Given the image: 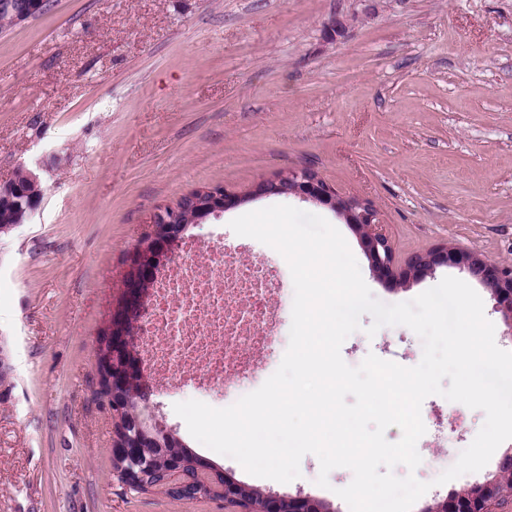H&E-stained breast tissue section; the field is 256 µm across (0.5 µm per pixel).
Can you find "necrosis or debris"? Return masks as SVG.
Instances as JSON below:
<instances>
[{
	"instance_id": "4bbe7bcc",
	"label": "necrosis or debris",
	"mask_w": 512,
	"mask_h": 512,
	"mask_svg": "<svg viewBox=\"0 0 512 512\" xmlns=\"http://www.w3.org/2000/svg\"><path fill=\"white\" fill-rule=\"evenodd\" d=\"M184 248L186 259L162 269L148 300L147 369L182 386L240 392L254 350L270 339L274 275L221 245L204 248L190 238Z\"/></svg>"
}]
</instances>
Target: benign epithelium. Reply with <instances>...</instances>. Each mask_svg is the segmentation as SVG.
<instances>
[{
  "mask_svg": "<svg viewBox=\"0 0 512 512\" xmlns=\"http://www.w3.org/2000/svg\"><path fill=\"white\" fill-rule=\"evenodd\" d=\"M45 7V0H0V14H5L13 26ZM26 177L28 184L24 188L13 178L0 181V207L17 209L28 220L40 206L43 190L35 170L27 169ZM288 194L342 215L358 235L372 271L380 277L417 278L440 266L467 272L490 288L507 334L512 336V260L495 262L475 250L444 244L425 254L410 256L405 268L397 272L391 243L371 203L337 196L317 172L307 168L258 181L248 192V198ZM243 202L244 198L230 195L221 187H203L188 193L181 204L153 212L141 245L127 256L120 297L110 303L106 325L98 340L101 350L95 394L107 403L115 422L112 458L121 481L130 488L152 487L182 500H195L216 492L227 503L246 506V512H334L312 496L275 493L262 494L261 507L254 510L251 502L241 497L245 485L211 463L204 461L192 472L183 471L182 459L168 454V446L179 443L180 439L155 414L145 377L144 353L133 346L138 341L149 291L157 274L172 262L175 250L182 244L186 231L184 209L193 206L199 223ZM134 383L141 385V397L136 401L126 395L129 385ZM505 498L512 499V448L503 452L498 470L491 478L429 504L422 512H492V504Z\"/></svg>",
  "mask_w": 512,
  "mask_h": 512,
  "instance_id": "7a95c632",
  "label": "benign epithelium"
}]
</instances>
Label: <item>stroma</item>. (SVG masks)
I'll return each instance as SVG.
<instances>
[{"instance_id": "obj_1", "label": "stroma", "mask_w": 512, "mask_h": 512, "mask_svg": "<svg viewBox=\"0 0 512 512\" xmlns=\"http://www.w3.org/2000/svg\"><path fill=\"white\" fill-rule=\"evenodd\" d=\"M36 168L39 209L0 236V512H242L216 498L178 500L128 488L112 464L113 418L93 393L96 341L127 253L157 208L220 186L307 167L340 195L373 203L395 267L449 242L492 261L512 259V0H51L0 28V181ZM286 204L336 227L373 295L414 299L451 267L409 280L377 276L345 219L298 197H263L188 231L278 271L273 339L254 352L243 390H257L288 347L294 287L271 247L236 235L234 218ZM361 328L341 347L416 366L408 327ZM227 407L223 392L153 380L151 402L199 457L263 492L301 493L350 512L337 491L349 469L317 485L305 455L289 483L248 474L195 440L175 403ZM414 474L429 483L411 512L495 474L445 484L485 421L442 396L421 407Z\"/></svg>"}]
</instances>
